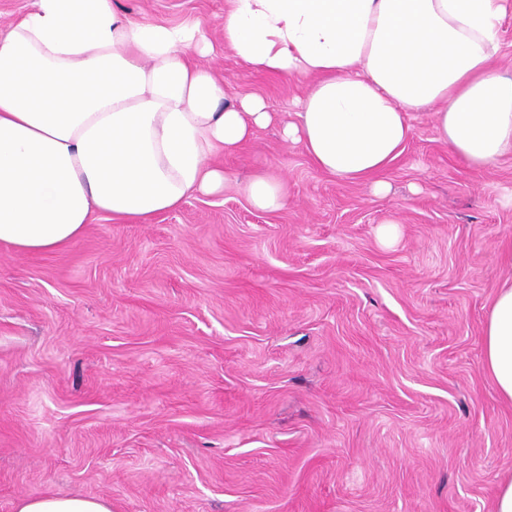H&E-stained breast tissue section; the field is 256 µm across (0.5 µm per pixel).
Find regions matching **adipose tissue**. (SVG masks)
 <instances>
[{
	"mask_svg": "<svg viewBox=\"0 0 512 512\" xmlns=\"http://www.w3.org/2000/svg\"><path fill=\"white\" fill-rule=\"evenodd\" d=\"M512 0H226L224 49L310 86L285 140L343 182L389 191L414 113L476 169L512 155V77L495 72ZM200 25L134 21L112 0H34L0 33V245L40 253L77 240L96 214L149 223L197 194L224 190L217 159L272 121L256 95L228 103L201 60ZM250 204L288 203L257 173ZM483 370L512 402V283L484 324ZM16 512H112L96 496L54 493Z\"/></svg>",
	"mask_w": 512,
	"mask_h": 512,
	"instance_id": "adipose-tissue-1",
	"label": "adipose tissue"
}]
</instances>
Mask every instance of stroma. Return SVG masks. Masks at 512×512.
I'll return each mask as SVG.
<instances>
[{
    "label": "stroma",
    "instance_id": "35a3bbf8",
    "mask_svg": "<svg viewBox=\"0 0 512 512\" xmlns=\"http://www.w3.org/2000/svg\"><path fill=\"white\" fill-rule=\"evenodd\" d=\"M225 0H116L200 24L229 101L275 115L222 163L236 185L67 246H0V512L52 491L112 512H490L512 402L482 369L512 279V156L476 170L412 119L388 195L284 142L305 83L225 53ZM263 171L288 203L254 209ZM398 221V238L379 229Z\"/></svg>",
    "mask_w": 512,
    "mask_h": 512
}]
</instances>
